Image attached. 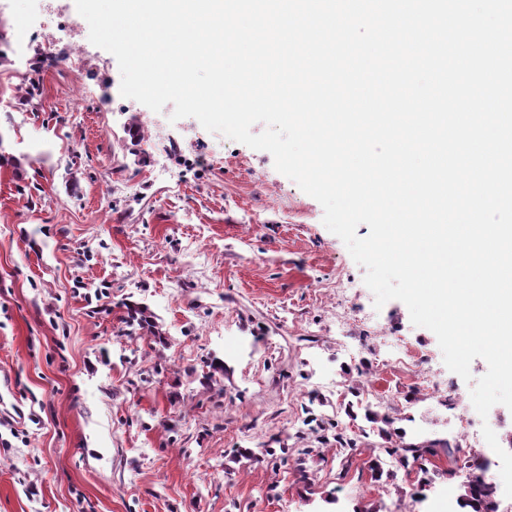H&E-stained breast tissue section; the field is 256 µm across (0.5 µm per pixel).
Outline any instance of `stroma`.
I'll return each instance as SVG.
<instances>
[{"instance_id": "35a3bbf8", "label": "stroma", "mask_w": 512, "mask_h": 512, "mask_svg": "<svg viewBox=\"0 0 512 512\" xmlns=\"http://www.w3.org/2000/svg\"><path fill=\"white\" fill-rule=\"evenodd\" d=\"M38 33L70 43L46 0H0V415L16 430L0 512H444L447 450L420 490L368 419L393 412L408 443L456 440L470 397L386 364L393 338L444 370L434 333L401 301L375 308L364 267L269 152L122 97L91 42L87 76L56 71ZM129 301L165 342L131 334Z\"/></svg>"}]
</instances>
